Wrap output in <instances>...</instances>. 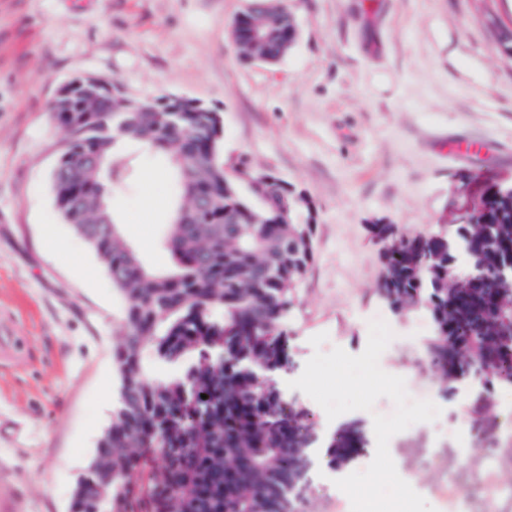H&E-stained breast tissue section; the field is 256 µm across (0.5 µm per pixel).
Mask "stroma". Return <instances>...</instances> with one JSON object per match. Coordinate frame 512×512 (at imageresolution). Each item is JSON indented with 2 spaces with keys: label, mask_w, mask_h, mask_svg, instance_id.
<instances>
[{
  "label": "stroma",
  "mask_w": 512,
  "mask_h": 512,
  "mask_svg": "<svg viewBox=\"0 0 512 512\" xmlns=\"http://www.w3.org/2000/svg\"><path fill=\"white\" fill-rule=\"evenodd\" d=\"M297 37L277 63L246 59L232 23L246 0H0V512H70L79 482L112 424L114 348L124 302L89 244L61 219L52 181L65 130L51 104L67 81H118L132 98L183 96L219 112L226 174H274L313 205L315 258L284 318L290 367L276 382L314 426L307 512H352L334 481L374 458L373 417L329 421L288 388L314 352L364 351L370 311L400 341L386 353L404 377L423 311L394 312L379 292L382 241L372 228L447 234L512 184V58L485 19L512 25V0H288ZM488 144L454 159L452 138ZM133 185L107 191L116 222L142 261L165 270L161 245L177 194L164 158L134 143ZM325 334L320 347L312 336ZM430 384L440 419L411 425L389 453L434 512H452L442 481L468 479L448 433L479 383ZM358 423L366 449L345 471L320 450L337 423Z\"/></svg>",
  "instance_id": "35a3bbf8"
}]
</instances>
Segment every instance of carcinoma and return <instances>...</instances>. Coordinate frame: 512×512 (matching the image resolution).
Masks as SVG:
<instances>
[{"instance_id": "cac0c4a2", "label": "carcinoma", "mask_w": 512, "mask_h": 512, "mask_svg": "<svg viewBox=\"0 0 512 512\" xmlns=\"http://www.w3.org/2000/svg\"><path fill=\"white\" fill-rule=\"evenodd\" d=\"M285 0H248L234 37L245 56L275 62L295 39ZM112 93L87 105L57 97L52 107L68 135L53 179L56 207L95 250L125 302V333L114 353L119 406L70 512H296L309 495L313 429L305 407L286 400L275 375L290 365L282 320L293 306L299 271L314 260L306 196L285 191L271 173L254 179L271 202L253 203L219 161L222 130L211 112H170L164 98ZM133 140L170 164L179 201L163 246L173 259L158 272L123 238L102 177L135 178L118 145ZM207 198L205 210L196 199ZM474 224L447 244L375 226L386 243L380 292L401 313L423 309L432 330L420 365L453 387L479 370L491 387H512V190L497 185ZM454 279L448 280V270ZM463 356L448 362V348ZM193 362L152 381L143 363ZM207 398H201V395ZM485 403L467 405L474 442H482ZM364 436L339 425L324 442L327 466L340 470L364 450ZM462 448L477 475L480 501L512 512L495 468L512 467V446Z\"/></svg>"}]
</instances>
